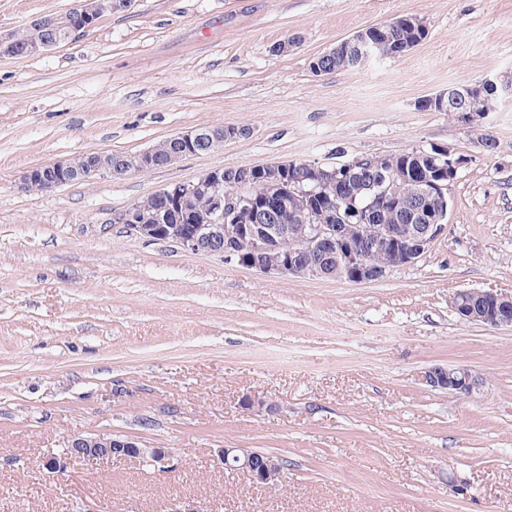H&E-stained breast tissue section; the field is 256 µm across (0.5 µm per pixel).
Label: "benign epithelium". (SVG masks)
<instances>
[{"label": "benign epithelium", "instance_id": "benign-epithelium-1", "mask_svg": "<svg viewBox=\"0 0 512 512\" xmlns=\"http://www.w3.org/2000/svg\"><path fill=\"white\" fill-rule=\"evenodd\" d=\"M130 0H95L93 7L70 10L65 14L46 16L35 20L32 26L47 23L62 33L58 40L29 42L25 54L37 56L49 48L93 27L107 12L125 9ZM351 54L365 64L376 58L392 57L395 52L380 36L360 31L343 40ZM512 96V78L495 75L483 77L475 85L464 88H448V91L429 96L421 106L440 112L454 111L455 119L468 125L483 120L489 110L485 105L487 94ZM249 131L241 128L203 132L192 129L173 136L177 147L166 161L171 164L187 155L197 153L198 145L206 142L209 147L227 139L246 136ZM418 162L426 164L424 174H393L389 156L374 155L356 157L334 167L305 165L266 164L241 167L236 171L235 188L224 190V182L218 171H209L198 178L182 183V193L169 196L160 190L158 194L166 202L189 208L196 196L203 194L210 201L208 222L197 224L191 230L172 228L169 233L156 224H147L137 213V205L128 207L122 217L129 231L149 241L165 235L184 249L194 253L211 252L206 243L213 237L234 231L225 244L224 257L239 265L263 274L286 277L337 278L362 284L377 281L396 268L412 265L421 259L435 241L448 232V190L456 178L462 158L450 149L432 146L420 149ZM155 164L154 153L146 150L130 157L124 166L127 171H138ZM366 166L371 177L358 188L324 198L322 181L334 178L341 182L339 174L354 176V170ZM56 178L49 181L42 177V167H34L22 176L23 188L40 186L44 192L65 184L73 172H85L91 178L103 173H115L110 166V155L100 154L96 162L81 165L74 159L50 164ZM257 174L263 175L272 189L267 200L258 201L248 188ZM298 196L301 205L288 211V196ZM401 199L411 210L413 223L384 224L378 222L377 203ZM247 236L252 249L244 255L232 250L234 240ZM283 252V259L275 264L266 260L271 248ZM376 249L386 253L382 266H375L366 259L368 251ZM450 304L458 318L468 323H479L496 329L512 330V294L494 290L467 289L456 292ZM422 384L432 389H443L459 398H467L481 390L483 379L464 365L431 367L420 376ZM217 460L230 470H242L252 482L274 486L282 477L281 461L270 454L256 455L251 448H220ZM136 458L148 461L162 472L179 467L165 448H143L131 439H118L110 434L95 437L77 435L71 437L61 455H52L44 461L51 473L66 471L75 462Z\"/></svg>", "mask_w": 512, "mask_h": 512}]
</instances>
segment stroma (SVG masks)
I'll return each instance as SVG.
<instances>
[{"label":"stroma","instance_id":"35a3bbf8","mask_svg":"<svg viewBox=\"0 0 512 512\" xmlns=\"http://www.w3.org/2000/svg\"><path fill=\"white\" fill-rule=\"evenodd\" d=\"M76 3L0 0V31ZM406 13L427 28L415 48L311 71ZM510 71L512 0H132L41 55H0V512H512V331L448 304L463 289L512 294V98L480 127L420 105ZM215 126L250 133L154 170L21 185L34 166ZM486 133L495 151L478 145ZM433 145L464 159L448 233L375 282L266 275L120 221L214 169ZM460 364L484 380L472 397L419 379ZM248 396L275 408L245 410ZM89 433L181 466L46 471ZM220 448L284 459L282 482L225 472Z\"/></svg>","mask_w":512,"mask_h":512}]
</instances>
